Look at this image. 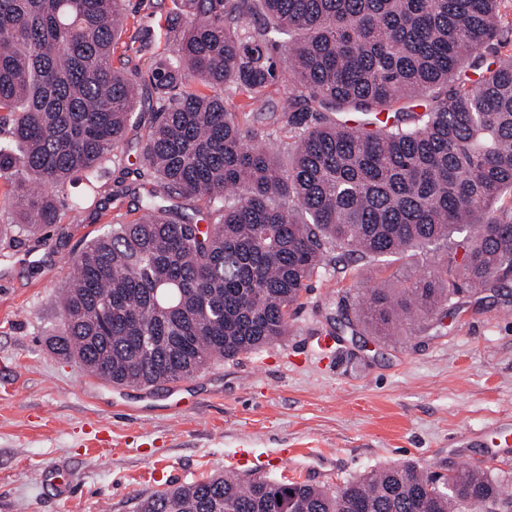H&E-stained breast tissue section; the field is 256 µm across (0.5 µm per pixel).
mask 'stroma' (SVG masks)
Here are the masks:
<instances>
[{
	"label": "stroma",
	"mask_w": 512,
	"mask_h": 512,
	"mask_svg": "<svg viewBox=\"0 0 512 512\" xmlns=\"http://www.w3.org/2000/svg\"><path fill=\"white\" fill-rule=\"evenodd\" d=\"M172 0H131L114 48L140 71L164 49ZM121 151V179L76 176L92 198L42 236L0 235V512H135L142 498L184 483L232 477L240 449L265 457L264 478L336 488L390 465L425 472L476 465L512 476V282L464 293L456 310L382 336L356 311L336 321L341 296L398 288L445 249L413 248L389 262L326 266L312 279L287 336L154 387L89 375L52 342L62 328L65 267L116 220L134 217L138 106ZM338 333L332 349L317 339Z\"/></svg>",
	"instance_id": "stroma-1"
}]
</instances>
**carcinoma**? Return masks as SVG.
<instances>
[{
	"label": "carcinoma",
	"instance_id": "obj_1",
	"mask_svg": "<svg viewBox=\"0 0 512 512\" xmlns=\"http://www.w3.org/2000/svg\"><path fill=\"white\" fill-rule=\"evenodd\" d=\"M499 0H177L147 75L112 64L129 0H0V207L18 234L60 222L72 179L120 161L143 91L141 161L157 187L66 270L57 350L114 386L172 383L288 335L292 309L340 249L383 258L457 238L433 272L358 307L378 332L428 319L466 289L512 280V55L482 67ZM288 37V68L271 49ZM478 73L472 80L470 73ZM284 87L267 111L266 88ZM290 134L276 153L224 107ZM403 101L422 102L405 112ZM358 121L350 123L349 116ZM200 204L206 227L165 205ZM506 477L387 466L334 490L230 477L136 512H512Z\"/></svg>",
	"mask_w": 512,
	"mask_h": 512
}]
</instances>
